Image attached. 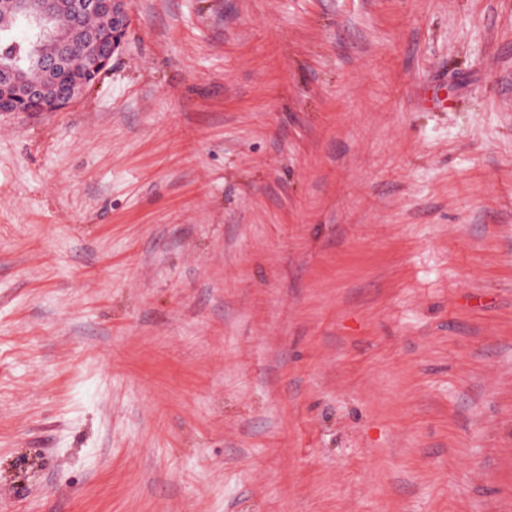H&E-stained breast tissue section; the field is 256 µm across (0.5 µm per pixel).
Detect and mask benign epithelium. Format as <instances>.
<instances>
[{
  "label": "benign epithelium",
  "mask_w": 512,
  "mask_h": 512,
  "mask_svg": "<svg viewBox=\"0 0 512 512\" xmlns=\"http://www.w3.org/2000/svg\"><path fill=\"white\" fill-rule=\"evenodd\" d=\"M127 0H71V13L102 15L112 21V31L91 36L60 23L57 0H41L31 10L30 0H9L3 9L14 20L25 17L30 36L26 55L10 44L0 48V112H58L89 88L106 70L119 50L129 24ZM31 68L59 74L60 89L47 94L28 75Z\"/></svg>",
  "instance_id": "1"
}]
</instances>
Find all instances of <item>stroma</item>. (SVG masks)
Here are the masks:
<instances>
[{
    "label": "stroma",
    "mask_w": 512,
    "mask_h": 512,
    "mask_svg": "<svg viewBox=\"0 0 512 512\" xmlns=\"http://www.w3.org/2000/svg\"><path fill=\"white\" fill-rule=\"evenodd\" d=\"M0 112V512H512V0H129Z\"/></svg>",
    "instance_id": "stroma-1"
}]
</instances>
